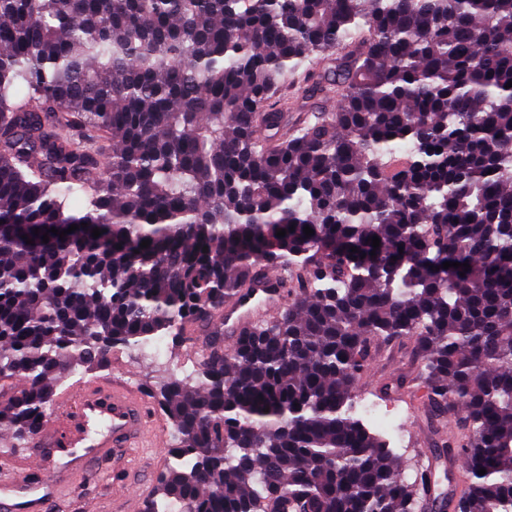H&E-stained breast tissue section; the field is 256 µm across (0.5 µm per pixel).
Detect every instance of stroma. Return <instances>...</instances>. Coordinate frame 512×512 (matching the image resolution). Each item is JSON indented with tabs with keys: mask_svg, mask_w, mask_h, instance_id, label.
I'll use <instances>...</instances> for the list:
<instances>
[{
	"mask_svg": "<svg viewBox=\"0 0 512 512\" xmlns=\"http://www.w3.org/2000/svg\"><path fill=\"white\" fill-rule=\"evenodd\" d=\"M210 342V337L204 335L189 336L177 344L163 337L142 348L115 349L108 366L77 372L58 389L57 397L65 399L84 385L114 376L124 377L139 388L165 376L184 377L194 371ZM410 351L407 342L379 343L367 374L356 388L354 401L356 417L386 439L401 459L405 474L412 477L419 461L433 452L428 419L410 394L387 399L379 393L383 384L395 378L414 385L419 366L412 362ZM45 451L41 436L19 440L9 430H0V462L29 461V469L20 475L29 486H39L46 479L45 471L34 464L35 457ZM67 495L65 502L50 504L48 512H85L91 501L96 502L100 512H119L121 508L112 495V464L108 461L90 462L83 476L70 483Z\"/></svg>",
	"mask_w": 512,
	"mask_h": 512,
	"instance_id": "stroma-1",
	"label": "stroma"
}]
</instances>
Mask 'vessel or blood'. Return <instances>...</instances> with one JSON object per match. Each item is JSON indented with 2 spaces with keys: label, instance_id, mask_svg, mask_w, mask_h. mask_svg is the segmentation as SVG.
Wrapping results in <instances>:
<instances>
[{
  "label": "vessel or blood",
  "instance_id": "b4317fda",
  "mask_svg": "<svg viewBox=\"0 0 512 512\" xmlns=\"http://www.w3.org/2000/svg\"><path fill=\"white\" fill-rule=\"evenodd\" d=\"M281 301L278 274L263 272L244 295L225 305L226 343H234L258 314L277 310ZM153 435L142 394L128 382L109 379L75 391L63 401L59 418L43 427L51 451L42 461L48 480L32 488L15 468H1L0 512H42L46 500L64 498L70 479L96 459L111 461L114 479L122 480L128 458L150 450Z\"/></svg>",
  "mask_w": 512,
  "mask_h": 512
}]
</instances>
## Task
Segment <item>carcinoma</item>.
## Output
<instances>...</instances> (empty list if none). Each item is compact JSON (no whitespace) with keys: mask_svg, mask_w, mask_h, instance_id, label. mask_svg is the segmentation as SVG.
<instances>
[{"mask_svg":"<svg viewBox=\"0 0 512 512\" xmlns=\"http://www.w3.org/2000/svg\"><path fill=\"white\" fill-rule=\"evenodd\" d=\"M510 81L512 0H0V427L282 271L275 316L149 387L144 512H428L354 416L380 339L413 342L456 512H512ZM315 67V62L308 61L305 62L295 73L288 75V80L285 82L281 91V98L288 101V107H293L299 87L305 84L303 81L304 76H306L307 73Z\"/></svg>","mask_w":512,"mask_h":512,"instance_id":"carcinoma-1","label":"carcinoma"}]
</instances>
